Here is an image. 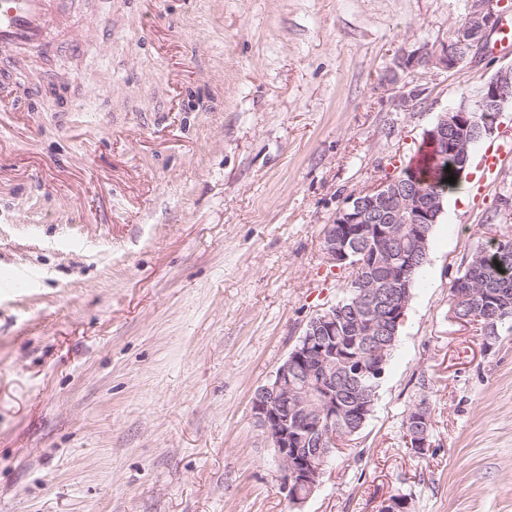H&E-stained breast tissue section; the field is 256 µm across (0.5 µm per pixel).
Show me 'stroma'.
I'll return each mask as SVG.
<instances>
[{
    "label": "stroma",
    "instance_id": "obj_1",
    "mask_svg": "<svg viewBox=\"0 0 512 512\" xmlns=\"http://www.w3.org/2000/svg\"><path fill=\"white\" fill-rule=\"evenodd\" d=\"M472 2L71 0L86 55L37 65L67 104L0 112V512H512V330L450 311L475 250L512 235V156L484 179V142L371 416L299 510L251 416L344 292L326 225L512 67L495 32L457 68L402 66ZM423 400L419 458L403 423Z\"/></svg>",
    "mask_w": 512,
    "mask_h": 512
}]
</instances>
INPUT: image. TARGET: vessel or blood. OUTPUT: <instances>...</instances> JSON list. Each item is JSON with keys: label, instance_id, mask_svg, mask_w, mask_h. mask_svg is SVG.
<instances>
[{"label": "vessel or blood", "instance_id": "b4317fda", "mask_svg": "<svg viewBox=\"0 0 512 512\" xmlns=\"http://www.w3.org/2000/svg\"><path fill=\"white\" fill-rule=\"evenodd\" d=\"M69 0H0V96L10 97L23 76L25 59L41 56L53 36L62 34ZM512 155V140L485 148L484 177L496 176L503 159Z\"/></svg>", "mask_w": 512, "mask_h": 512}]
</instances>
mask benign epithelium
I'll return each instance as SVG.
<instances>
[{
  "instance_id": "1",
  "label": "benign epithelium",
  "mask_w": 512,
  "mask_h": 512,
  "mask_svg": "<svg viewBox=\"0 0 512 512\" xmlns=\"http://www.w3.org/2000/svg\"><path fill=\"white\" fill-rule=\"evenodd\" d=\"M497 0H480L469 22L455 32V40L441 52L425 48L410 54L405 66L421 62L446 69L484 49L486 32L499 25ZM512 100V67L498 71L484 84L475 106L465 103L440 113L427 140L438 158L453 157L466 165L476 135L490 134L502 105ZM443 209L442 196L412 190L397 177L350 196L325 227L323 251L329 263L344 267L359 240L375 238L378 245L398 234L409 249L392 258L382 274L365 281L360 307L363 317L354 324L351 339L336 341V309L314 316L304 334L277 368L269 383L251 401L252 418L275 450L289 502L301 506L319 487L329 458L340 438L332 428L346 419L336 406V357L361 346L364 356L348 357L356 379L382 377L383 337L394 336L409 305L407 287L418 257L427 254L428 235Z\"/></svg>"
}]
</instances>
